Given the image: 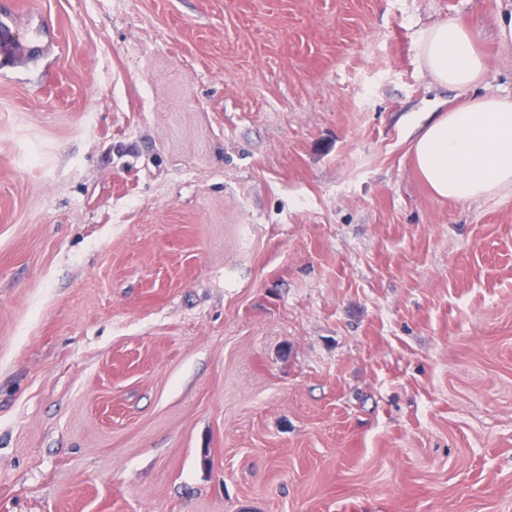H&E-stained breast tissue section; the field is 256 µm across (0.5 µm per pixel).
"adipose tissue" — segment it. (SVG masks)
Listing matches in <instances>:
<instances>
[{
  "label": "adipose tissue",
  "mask_w": 512,
  "mask_h": 512,
  "mask_svg": "<svg viewBox=\"0 0 512 512\" xmlns=\"http://www.w3.org/2000/svg\"><path fill=\"white\" fill-rule=\"evenodd\" d=\"M474 41L471 27L433 24L419 39L424 70L439 85L470 89L485 70ZM413 155L438 197L476 202L512 190V99L486 94L437 113L420 128Z\"/></svg>",
  "instance_id": "adipose-tissue-1"
}]
</instances>
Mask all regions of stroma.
Wrapping results in <instances>:
<instances>
[{"instance_id":"stroma-1","label":"stroma","mask_w":512,"mask_h":512,"mask_svg":"<svg viewBox=\"0 0 512 512\" xmlns=\"http://www.w3.org/2000/svg\"><path fill=\"white\" fill-rule=\"evenodd\" d=\"M509 15L0 0V512H512V191L409 152ZM474 41L469 26L454 20L433 24L419 39V58L424 70L441 86L467 91L480 81L485 70Z\"/></svg>"}]
</instances>
